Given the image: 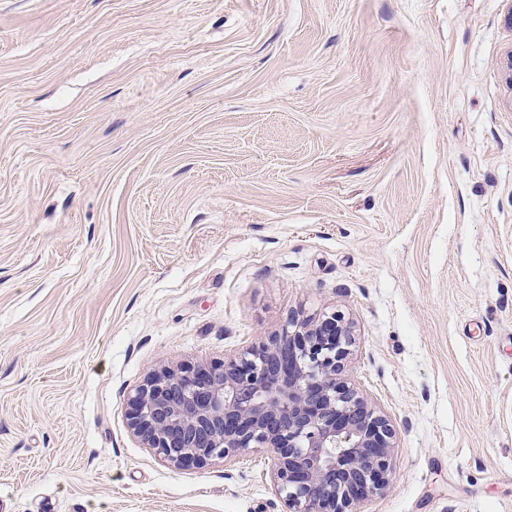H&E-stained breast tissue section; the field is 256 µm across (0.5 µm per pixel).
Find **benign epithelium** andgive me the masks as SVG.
<instances>
[{
    "label": "benign epithelium",
    "mask_w": 512,
    "mask_h": 512,
    "mask_svg": "<svg viewBox=\"0 0 512 512\" xmlns=\"http://www.w3.org/2000/svg\"><path fill=\"white\" fill-rule=\"evenodd\" d=\"M353 342L338 311L290 313L222 362L149 374L130 395L129 429L177 468L263 450L286 512H359L390 483L395 433L342 378Z\"/></svg>",
    "instance_id": "7a95c632"
}]
</instances>
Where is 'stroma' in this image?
Returning <instances> with one entry per match:
<instances>
[{
  "label": "stroma",
  "instance_id": "obj_1",
  "mask_svg": "<svg viewBox=\"0 0 512 512\" xmlns=\"http://www.w3.org/2000/svg\"><path fill=\"white\" fill-rule=\"evenodd\" d=\"M512 0H0V501L284 512L128 398L288 313L396 430L361 512H512Z\"/></svg>",
  "mask_w": 512,
  "mask_h": 512
}]
</instances>
